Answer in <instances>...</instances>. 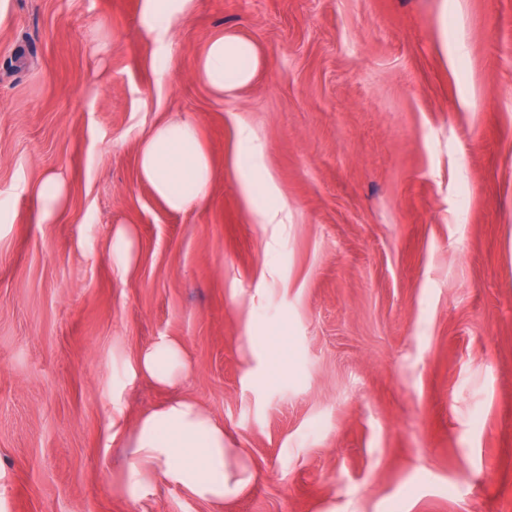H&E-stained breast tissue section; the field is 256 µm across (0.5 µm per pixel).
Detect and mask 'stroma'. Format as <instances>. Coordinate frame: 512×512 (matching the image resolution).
<instances>
[{
  "label": "stroma",
  "mask_w": 512,
  "mask_h": 512,
  "mask_svg": "<svg viewBox=\"0 0 512 512\" xmlns=\"http://www.w3.org/2000/svg\"><path fill=\"white\" fill-rule=\"evenodd\" d=\"M154 24L149 0H0V512H512V0H196L168 41ZM227 29L265 60L232 99L193 71ZM176 120L212 164L179 213L137 167ZM243 125L287 223L243 193ZM161 339L188 375L127 384ZM177 398L254 473L240 496L121 489L139 418ZM40 207V219L43 222L50 221L59 210L64 188L61 181L54 175H47L33 189ZM111 255L113 267L119 271L126 270L132 260V234L125 225L112 227Z\"/></svg>",
  "instance_id": "stroma-1"
}]
</instances>
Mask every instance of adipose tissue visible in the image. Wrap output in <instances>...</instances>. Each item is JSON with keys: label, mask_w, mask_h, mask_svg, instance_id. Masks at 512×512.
Instances as JSON below:
<instances>
[{"label": "adipose tissue", "mask_w": 512, "mask_h": 512, "mask_svg": "<svg viewBox=\"0 0 512 512\" xmlns=\"http://www.w3.org/2000/svg\"><path fill=\"white\" fill-rule=\"evenodd\" d=\"M264 64L259 48L235 31L213 38L195 63L201 81L219 97L230 98L252 83ZM244 148L243 190L254 204L260 223H281L283 205L270 185L257 179L255 140L246 126L238 131ZM138 174L168 210L181 212L203 200L211 176L209 157L195 124L169 121L152 127L138 143ZM189 365L180 346L158 341L143 350L129 367V380L147 377L170 385L187 374ZM133 461L124 476V487L139 492L157 476L184 489L200 501L221 503L238 497L254 475L224 441V428L199 405L174 400L145 415L129 444Z\"/></svg>", "instance_id": "adipose-tissue-1"}]
</instances>
